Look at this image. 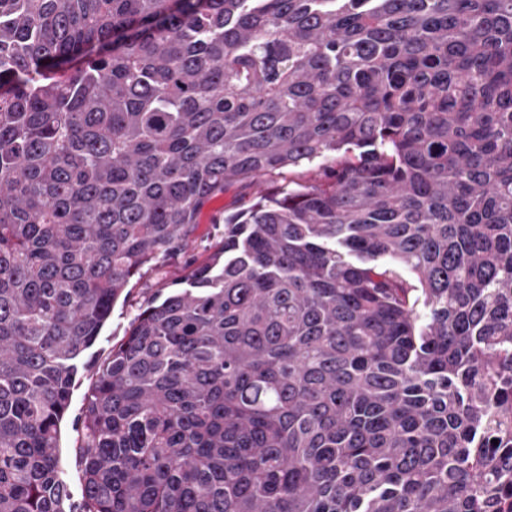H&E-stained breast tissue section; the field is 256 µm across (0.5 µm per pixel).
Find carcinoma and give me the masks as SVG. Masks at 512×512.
Returning <instances> with one entry per match:
<instances>
[{"mask_svg": "<svg viewBox=\"0 0 512 512\" xmlns=\"http://www.w3.org/2000/svg\"><path fill=\"white\" fill-rule=\"evenodd\" d=\"M81 368L80 512H499L512 0H0V512H67ZM255 191L235 185L212 198L199 214L197 229L187 251L163 257L152 266L144 268L140 276L131 279L126 288V302L122 303V297L115 305L109 324L89 350V356L96 357L98 362L105 360L112 345L123 338L140 306L161 293H167L171 288L184 287L173 285L183 283L191 270L206 261L221 241L220 230L224 224H219L218 228V224H214L216 218L220 215L224 217V212L249 206ZM91 383L90 373H84L73 391L70 412L62 422L60 429V468L63 478L68 484L72 502L76 505L81 502L83 494L79 454V446L81 444L80 421L84 395Z\"/></svg>", "mask_w": 512, "mask_h": 512, "instance_id": "obj_1", "label": "carcinoma"}]
</instances>
